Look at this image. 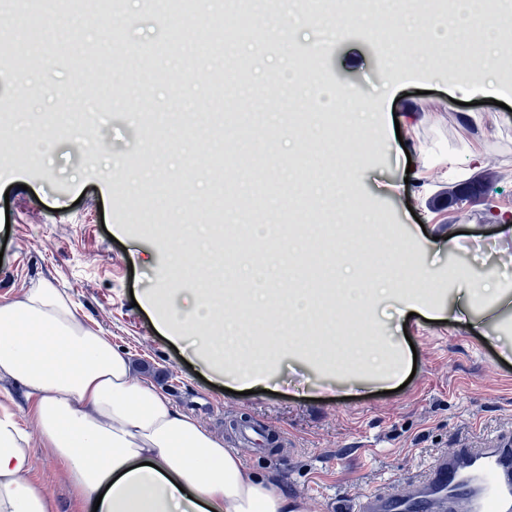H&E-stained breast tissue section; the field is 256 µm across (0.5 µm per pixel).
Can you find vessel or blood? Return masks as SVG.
Wrapping results in <instances>:
<instances>
[{
	"instance_id": "obj_1",
	"label": "vessel or blood",
	"mask_w": 512,
	"mask_h": 512,
	"mask_svg": "<svg viewBox=\"0 0 512 512\" xmlns=\"http://www.w3.org/2000/svg\"><path fill=\"white\" fill-rule=\"evenodd\" d=\"M355 512H512V439L441 454L410 491L363 498Z\"/></svg>"
}]
</instances>
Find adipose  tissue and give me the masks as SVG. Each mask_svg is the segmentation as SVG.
Returning a JSON list of instances; mask_svg holds the SVG:
<instances>
[{
  "mask_svg": "<svg viewBox=\"0 0 512 512\" xmlns=\"http://www.w3.org/2000/svg\"><path fill=\"white\" fill-rule=\"evenodd\" d=\"M499 0H458L447 23L426 16L423 36L404 65L446 30L478 31L488 43L487 74L498 70ZM221 291L194 292L188 310L173 309L165 330L208 329ZM454 321L482 328V318L512 317V284L495 273L461 279L448 304ZM22 388L31 424L0 405V512H54L46 489L28 478V448L40 436L81 495L83 512H313L309 500L276 492L272 478L248 470L223 438L145 383L133 358L83 323L64 291L31 288L0 303V381Z\"/></svg>",
  "mask_w": 512,
  "mask_h": 512,
  "instance_id": "obj_1",
  "label": "adipose tissue"
}]
</instances>
